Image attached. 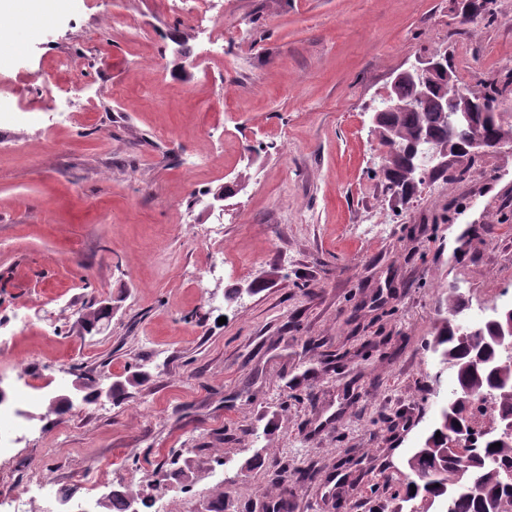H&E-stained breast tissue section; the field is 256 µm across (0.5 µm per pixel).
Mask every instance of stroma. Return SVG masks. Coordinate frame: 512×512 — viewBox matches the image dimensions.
I'll list each match as a JSON object with an SVG mask.
<instances>
[{"mask_svg":"<svg viewBox=\"0 0 512 512\" xmlns=\"http://www.w3.org/2000/svg\"><path fill=\"white\" fill-rule=\"evenodd\" d=\"M0 65V388L28 409L0 512L80 475L141 512H394L442 408L449 289H512V152L390 199L371 131L447 52L512 76V0H69ZM167 80L157 84L154 62ZM237 183L223 208L211 190ZM112 317L89 334L90 304ZM85 377L124 395L46 410ZM128 451L125 469L112 451ZM191 472L165 479L168 451Z\"/></svg>","mask_w":512,"mask_h":512,"instance_id":"35a3bbf8","label":"stroma"}]
</instances>
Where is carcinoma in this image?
Listing matches in <instances>:
<instances>
[{
    "mask_svg": "<svg viewBox=\"0 0 512 512\" xmlns=\"http://www.w3.org/2000/svg\"><path fill=\"white\" fill-rule=\"evenodd\" d=\"M458 90V84L452 82L442 87L441 93L416 100L413 86L407 83L398 92L401 107L382 108L379 130L396 129L394 140H380L386 148L381 168L384 182H395L397 151L402 146L414 144V163L425 176L427 163L434 158L435 152L447 146L448 134L454 135L457 144L466 143L470 129L455 126L454 112L440 105L444 97H452ZM477 123L498 139H512L511 113L485 112L478 116ZM445 302L448 316L439 320L435 346L442 348L444 360L451 361L456 367V391L467 389L476 398L494 386L506 391L512 389V369L499 362L497 337L493 336L495 319L479 327V334L473 337L472 343L461 345L457 339L456 317L466 309V305L454 291L448 293ZM459 421L458 413L450 414L443 410L435 432L429 436L434 446L414 461L415 470L430 471L432 499L439 500V512H512V488L504 486L503 472V465L512 466V446L493 447L497 443L495 437L483 441L474 439L463 457L460 449L443 440V436L452 433ZM132 495V489L119 496L106 493L102 496V508L105 512H127Z\"/></svg>",
    "mask_w": 512,
    "mask_h": 512,
    "instance_id": "carcinoma-1",
    "label": "carcinoma"
}]
</instances>
